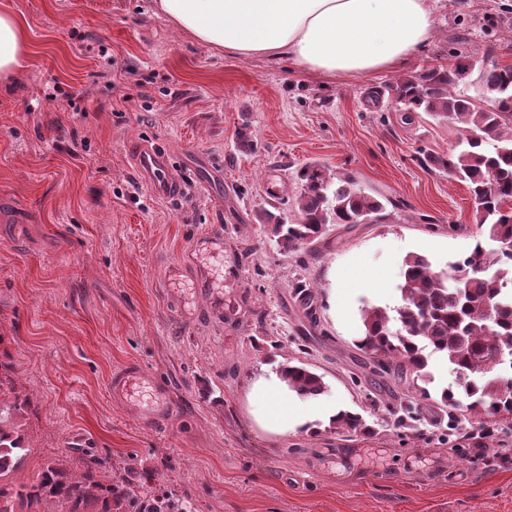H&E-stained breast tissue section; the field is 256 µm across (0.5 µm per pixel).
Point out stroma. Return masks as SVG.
<instances>
[{"mask_svg": "<svg viewBox=\"0 0 512 512\" xmlns=\"http://www.w3.org/2000/svg\"><path fill=\"white\" fill-rule=\"evenodd\" d=\"M1 6L29 43L24 67L0 80V360L31 402L22 481L46 458L93 454L116 476L153 470L155 486L191 497L195 512H512V416L454 425L427 404L414 427L395 428L410 381L363 383L353 347L365 306L399 305L406 255L442 269L476 232L467 186L423 161L453 150L460 128L392 105L368 111L364 95L453 66L458 52L512 64V0H440L425 49L348 83L215 51L151 0ZM56 88L75 110L47 101ZM246 122L257 139L247 153L236 144ZM144 146L168 153L180 195L155 196L142 180ZM309 162L390 199L385 220L278 248L257 215L294 217ZM214 233L219 306L198 272L168 278ZM297 359L322 377L320 403L361 414L372 434L260 430L251 382ZM129 363L168 386L164 425L112 401L109 379ZM340 448L359 454L346 464Z\"/></svg>", "mask_w": 512, "mask_h": 512, "instance_id": "1", "label": "stroma"}]
</instances>
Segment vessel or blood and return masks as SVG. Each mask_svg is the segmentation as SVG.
Here are the masks:
<instances>
[{
    "mask_svg": "<svg viewBox=\"0 0 512 512\" xmlns=\"http://www.w3.org/2000/svg\"><path fill=\"white\" fill-rule=\"evenodd\" d=\"M137 169L140 176L149 181V186L156 195L168 196L175 190V184L168 174V156L160 149H143L137 155ZM223 259L224 238L213 234L199 240L186 256L187 261L198 262L201 257ZM149 388L152 397L146 404L136 407L139 417L148 424H161L167 421L172 410V402L166 385L154 381L142 368L129 364L115 371L110 381V393L113 400L129 402L134 387Z\"/></svg>",
    "mask_w": 512,
    "mask_h": 512,
    "instance_id": "obj_1",
    "label": "vessel or blood"
}]
</instances>
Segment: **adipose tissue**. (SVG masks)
<instances>
[{"mask_svg":"<svg viewBox=\"0 0 512 512\" xmlns=\"http://www.w3.org/2000/svg\"><path fill=\"white\" fill-rule=\"evenodd\" d=\"M436 0H153L156 13L198 42L242 58H284L300 71L352 80L397 69L427 45ZM24 27L0 9V78L22 69ZM256 422L276 433L317 431L336 411L290 391L280 374L253 382Z\"/></svg>","mask_w":512,"mask_h":512,"instance_id":"adipose-tissue-1","label":"adipose tissue"}]
</instances>
